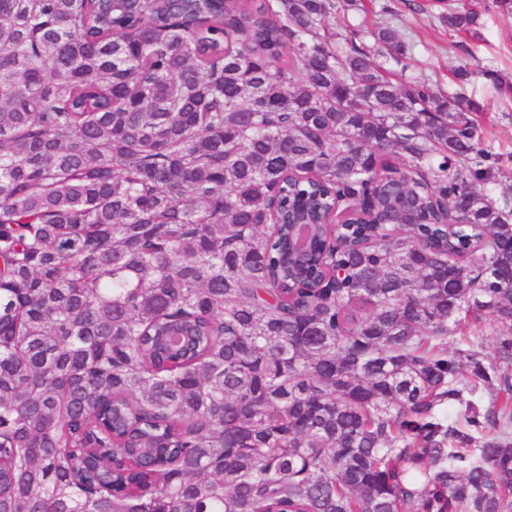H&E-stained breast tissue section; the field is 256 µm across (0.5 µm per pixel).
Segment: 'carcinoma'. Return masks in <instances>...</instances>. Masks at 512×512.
<instances>
[{
	"mask_svg": "<svg viewBox=\"0 0 512 512\" xmlns=\"http://www.w3.org/2000/svg\"><path fill=\"white\" fill-rule=\"evenodd\" d=\"M354 9L0 0V512H512L477 70L407 75ZM393 182L434 221L385 223Z\"/></svg>",
	"mask_w": 512,
	"mask_h": 512,
	"instance_id": "carcinoma-1",
	"label": "carcinoma"
}]
</instances>
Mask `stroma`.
Here are the masks:
<instances>
[{
	"label": "stroma",
	"instance_id": "stroma-1",
	"mask_svg": "<svg viewBox=\"0 0 512 512\" xmlns=\"http://www.w3.org/2000/svg\"><path fill=\"white\" fill-rule=\"evenodd\" d=\"M452 0H396V24L411 47L409 68L447 87L449 70L464 60H479L484 71L464 88L467 99L479 104L476 114L495 152L512 153V95L495 88L494 79H512V13L485 12L478 35L452 34L440 16Z\"/></svg>",
	"mask_w": 512,
	"mask_h": 512
}]
</instances>
